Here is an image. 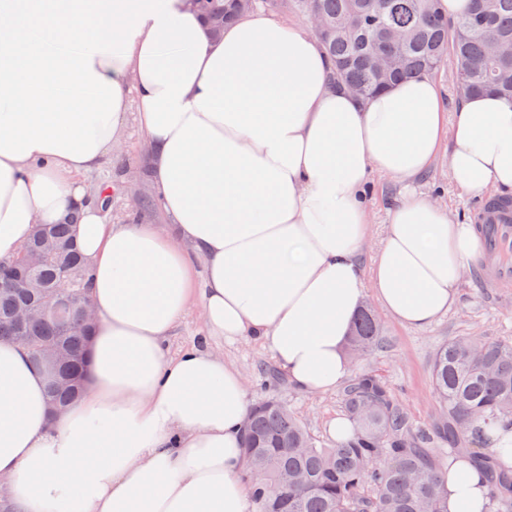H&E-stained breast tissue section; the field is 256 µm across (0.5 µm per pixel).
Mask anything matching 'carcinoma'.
Returning a JSON list of instances; mask_svg holds the SVG:
<instances>
[{
  "mask_svg": "<svg viewBox=\"0 0 512 512\" xmlns=\"http://www.w3.org/2000/svg\"><path fill=\"white\" fill-rule=\"evenodd\" d=\"M320 16L328 25L316 34L335 67L336 87L367 98L420 73H434L453 52V81L462 96L493 93L512 99V55L494 54L495 41L512 42V0H469L453 20L438 0H199L214 29L260 8ZM46 228L60 251L38 266L28 288H0V338L34 346H61L65 359L51 375L47 401L68 407L83 388L84 345L89 332L74 330L75 312L52 321L39 319L17 328L14 308L35 304L64 270H84L69 236V225ZM381 325L372 310L360 309L348 340L354 354L380 341ZM434 411L417 426L395 391L377 375L355 376L341 391L355 432L325 448L284 403L254 405L244 455L252 474L253 512H448V466L437 450L469 457L485 475L493 512H512V474L497 468L480 443L481 430L512 427V345L457 336L435 353L431 366Z\"/></svg>",
  "mask_w": 512,
  "mask_h": 512,
  "instance_id": "cac0c4a2",
  "label": "carcinoma"
}]
</instances>
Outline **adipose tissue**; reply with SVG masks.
<instances>
[{
  "label": "adipose tissue",
  "instance_id": "1",
  "mask_svg": "<svg viewBox=\"0 0 512 512\" xmlns=\"http://www.w3.org/2000/svg\"><path fill=\"white\" fill-rule=\"evenodd\" d=\"M331 69L312 34L266 16L216 38L184 0H0V261L80 212L97 314L85 390L57 417L46 368L0 340L10 512H251V405L213 341H259L295 388L326 394L356 371L366 292L414 328L459 302L473 226L408 193L364 266L367 186L414 181L445 146L463 192L512 195V102L464 98L452 124L429 74L361 100ZM134 95L166 228L107 220L82 183ZM195 306L202 344L169 354ZM491 510L472 468L449 474L448 512Z\"/></svg>",
  "mask_w": 512,
  "mask_h": 512
}]
</instances>
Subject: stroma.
I'll list each match as a JSON object with an SVG mask.
<instances>
[{"instance_id":"1","label":"stroma","mask_w":512,"mask_h":512,"mask_svg":"<svg viewBox=\"0 0 512 512\" xmlns=\"http://www.w3.org/2000/svg\"><path fill=\"white\" fill-rule=\"evenodd\" d=\"M146 166L145 142L138 121L132 116L114 143L111 155L97 172L86 178V189L94 195L100 188H108L109 218L126 217L131 198L144 196L150 200L149 208L143 213L145 221L164 223L160 203L145 175ZM415 187L447 206L454 218L476 223L481 201L459 189L448 169L447 151H440L430 170L416 180ZM403 193L404 185L398 180L378 175L372 177L366 195L370 226L365 262H372L376 255L390 211ZM476 261L478 266L474 274L468 276L459 303L423 328L399 325L379 309L373 294H366L364 298L365 305L375 309L381 321L382 342L370 355L357 360L356 366L379 374L403 400L415 423H426L433 411L430 365L440 345L457 336H478L512 344V287H499L494 279L496 259L486 258L481 253ZM220 351L225 361L244 376L250 403L269 398L282 401L302 419L319 445L334 446L335 441L327 432V422L344 412L340 392L308 395L298 391L284 376L276 373L268 349L253 339L224 343Z\"/></svg>"}]
</instances>
